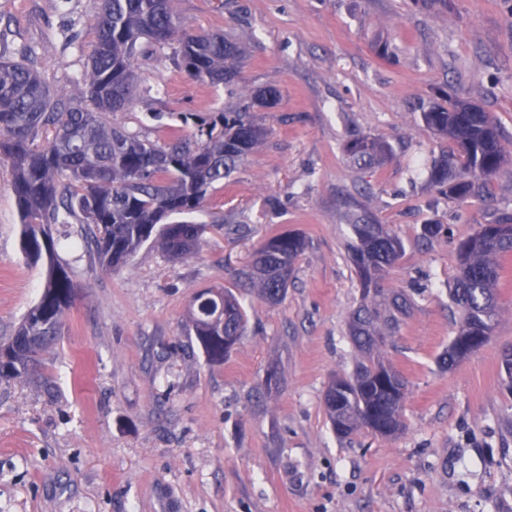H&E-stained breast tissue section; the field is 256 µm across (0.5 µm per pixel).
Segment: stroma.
I'll use <instances>...</instances> for the list:
<instances>
[{"instance_id":"obj_1","label":"stroma","mask_w":512,"mask_h":512,"mask_svg":"<svg viewBox=\"0 0 512 512\" xmlns=\"http://www.w3.org/2000/svg\"><path fill=\"white\" fill-rule=\"evenodd\" d=\"M94 0H0V56L33 64L52 90L80 78ZM186 26L221 31L246 52L238 82L188 81L162 52L135 63L138 99L114 125L161 136L175 112L258 111L267 134L210 191L199 250L173 261L144 245L117 271L60 249L80 285L37 377L0 380V512H512V254L497 284L489 341L455 368L439 355L455 247L476 225L512 216V0H177ZM470 100L490 114L505 161L481 199H448L414 163L452 150L419 100ZM389 158L355 164L353 137ZM278 208H271V200ZM360 205L405 251L384 285L414 306L385 350L409 382L406 429L390 439L331 430L324 393L350 372L360 292L347 244ZM439 224L426 239L422 227ZM301 233L307 247L284 300L239 292L247 334L222 364L189 336L197 292L237 289L261 243ZM44 264L26 259L11 166L0 158V337L38 300ZM281 380L266 387L270 367Z\"/></svg>"}]
</instances>
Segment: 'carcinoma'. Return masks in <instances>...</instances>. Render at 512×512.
<instances>
[{
    "label": "carcinoma",
    "mask_w": 512,
    "mask_h": 512,
    "mask_svg": "<svg viewBox=\"0 0 512 512\" xmlns=\"http://www.w3.org/2000/svg\"><path fill=\"white\" fill-rule=\"evenodd\" d=\"M95 41L76 92H53L32 66L0 58V155L10 162L13 192L21 221L26 258L46 263L38 301L12 336L0 342V380L22 377L57 341V326L75 299L72 267L57 248L74 243L54 229L76 222L84 227V248L100 264L119 270L147 242L171 259L198 249L204 225L165 224L172 215L201 211L208 192L224 182L264 135L250 109H267L279 98L268 87L251 95L250 108L201 116L179 112L168 137L150 139L111 125L114 112L130 110L137 100L136 57L146 48L168 50L167 58L193 81L228 85L238 80L244 51L221 33H196L184 27L175 0H96ZM424 125L451 140L456 153L429 171V181L448 189V198L481 196L483 180L504 161L499 132L477 104L458 100L451 107L423 109ZM192 128L186 132V128ZM347 152L355 163L389 154L386 144L353 139ZM508 217L480 224L458 241V274L450 291L460 326L439 361L451 368L458 346L490 336L500 308L496 284L500 260L512 253ZM349 249L360 284L361 303L350 315L348 334L356 351L352 373L333 380L324 401L333 431L348 437L364 428L391 437L405 428L408 382L382 356L399 331L411 300L383 287L386 270L402 256L401 239L386 225L352 213ZM305 238L282 232L268 238L254 263L241 272V287L260 299H284ZM224 312L217 314L219 298ZM189 330L207 360L220 364L247 330L245 310L229 289L199 292L189 310Z\"/></svg>",
    "instance_id": "obj_1"
}]
</instances>
